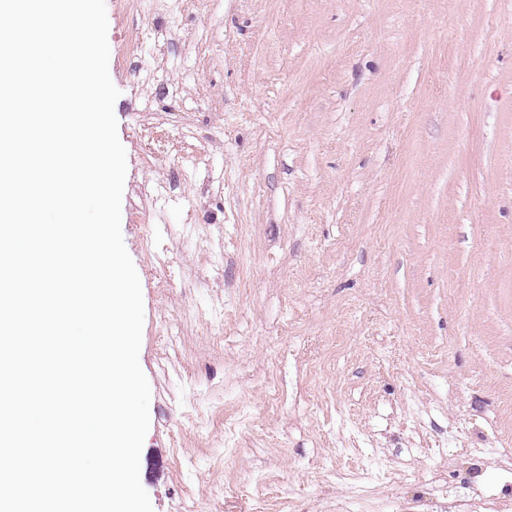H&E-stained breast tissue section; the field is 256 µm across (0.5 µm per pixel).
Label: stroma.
<instances>
[{
  "mask_svg": "<svg viewBox=\"0 0 512 512\" xmlns=\"http://www.w3.org/2000/svg\"><path fill=\"white\" fill-rule=\"evenodd\" d=\"M105 4L153 512L512 499V0Z\"/></svg>",
  "mask_w": 512,
  "mask_h": 512,
  "instance_id": "35a3bbf8",
  "label": "stroma"
}]
</instances>
